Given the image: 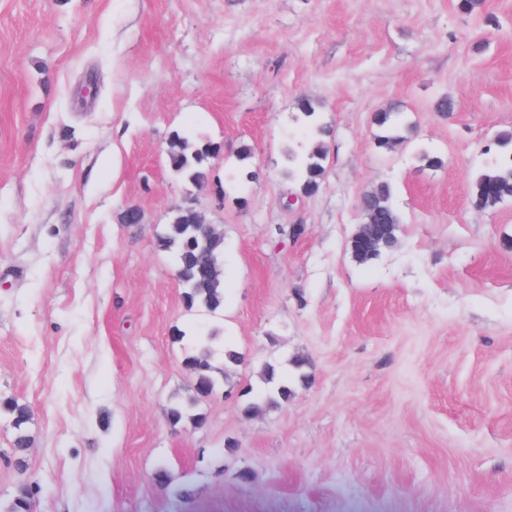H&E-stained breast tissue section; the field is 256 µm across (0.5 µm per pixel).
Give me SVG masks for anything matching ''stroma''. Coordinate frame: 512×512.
<instances>
[{
  "instance_id": "35a3bbf8",
  "label": "stroma",
  "mask_w": 512,
  "mask_h": 512,
  "mask_svg": "<svg viewBox=\"0 0 512 512\" xmlns=\"http://www.w3.org/2000/svg\"><path fill=\"white\" fill-rule=\"evenodd\" d=\"M446 95L454 112L433 111ZM302 96L330 131L312 195L283 174ZM393 103L411 132L383 152L373 117ZM503 131L512 0H0V400L29 405L34 438L17 462L0 413V504L512 512V200L470 202ZM176 132L219 145L206 183L170 171ZM381 180L400 243L361 265L349 240ZM132 204L142 223H122ZM180 207L224 237L212 320L158 245ZM211 322L242 356L235 384L262 393L295 355L310 383L172 424Z\"/></svg>"
}]
</instances>
